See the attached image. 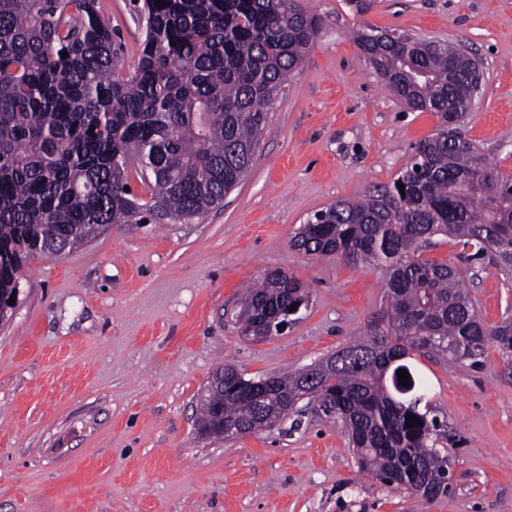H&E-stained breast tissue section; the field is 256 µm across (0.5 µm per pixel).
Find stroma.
I'll list each match as a JSON object with an SVG mask.
<instances>
[{"mask_svg":"<svg viewBox=\"0 0 512 512\" xmlns=\"http://www.w3.org/2000/svg\"><path fill=\"white\" fill-rule=\"evenodd\" d=\"M368 3L360 14L352 0H306L326 24L221 204L187 224H115L26 264L0 326V512H512V367L492 345L471 367L412 355L448 425L450 489L428 503L361 472L341 422L311 409L238 439L194 429L217 366L248 378L303 369L383 309V267L290 244L315 212L392 184L441 127L389 94L352 29L465 44L483 62L482 90L454 129L512 175V0ZM98 10L118 69L133 74L144 18L134 0ZM469 252L440 237L423 256L462 268L486 323L512 318V275L463 269ZM277 268L308 287L309 305L285 334L254 342L234 305Z\"/></svg>","mask_w":512,"mask_h":512,"instance_id":"35a3bbf8","label":"stroma"}]
</instances>
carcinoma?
<instances>
[{"label": "carcinoma", "instance_id": "obj_1", "mask_svg": "<svg viewBox=\"0 0 512 512\" xmlns=\"http://www.w3.org/2000/svg\"><path fill=\"white\" fill-rule=\"evenodd\" d=\"M146 36L135 73L114 64L112 29L95 0H0V292L29 259L81 246L97 224H187L221 203L250 168L268 107L324 26L303 0H143ZM351 36L386 89L443 121L481 91L478 58L459 43L411 35ZM68 57H61L62 52ZM140 162L145 200L129 185ZM405 185L399 190L398 184ZM471 246L512 274V176L451 129L419 141L390 187L317 211L292 236L308 255L383 263L388 283L371 337L304 373L271 376L261 400L233 366L210 375L196 433L229 440L276 427L316 392L341 420L358 467L429 502L448 492L447 424L419 410L427 387L411 351L474 365L496 345L512 363V320L489 325L453 265L425 260L435 237ZM305 286L275 269L246 289L233 319L266 338L271 316L297 320ZM411 384L399 389L397 371ZM419 419L406 426V416Z\"/></svg>", "mask_w": 512, "mask_h": 512}]
</instances>
